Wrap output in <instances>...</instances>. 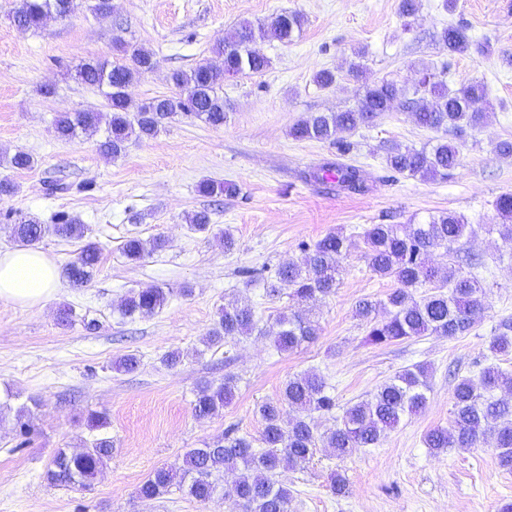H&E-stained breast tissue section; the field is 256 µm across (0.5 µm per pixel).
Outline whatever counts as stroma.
<instances>
[{"instance_id": "stroma-1", "label": "stroma", "mask_w": 512, "mask_h": 512, "mask_svg": "<svg viewBox=\"0 0 512 512\" xmlns=\"http://www.w3.org/2000/svg\"><path fill=\"white\" fill-rule=\"evenodd\" d=\"M15 2L0 0V154L22 150L35 165L0 166V178L18 186L16 194L0 196V250L15 246L9 213L47 222L64 211L88 226L101 262L87 288L60 283L46 304L0 301V395L11 392V409L30 406L32 428L30 444L19 452L13 418L0 420V512H240L221 496L201 504L176 489L153 500L137 491L155 467L180 466L188 450L226 431L259 439L257 409L277 399L290 377L315 372L327 380L336 408L314 418L324 431L347 407L421 363L430 368L426 410L403 418L376 447L346 457L320 447L304 467L283 472L293 512H500L512 503V472L499 467L492 447L436 454L424 443L429 429L450 425L449 372L473 376L493 362L512 370V355L495 358L488 350L499 325L512 324V249L494 228L493 207L498 196L512 193V157L495 149L512 140V0H453L449 9L443 0H417L410 25L400 0H113L105 18L79 0L68 18L28 31L11 19ZM287 11L302 14L300 33L288 43H258L270 60L264 73L225 79L224 126L178 114L157 137L114 159L99 152L105 129L71 141L56 136L60 113H109L102 91L74 78L85 59L117 60L121 41L143 45L157 65L132 85V99L170 96L173 70L202 60L221 64L214 48L241 21L267 22ZM451 25L466 27L469 52L451 56L439 44ZM357 61L364 66L359 79L348 73ZM425 65L443 73L453 90L485 84L490 101L482 125L462 138L461 164L445 181L397 173L386 163L391 147L418 149L436 137L404 105ZM321 69L335 71V86L315 83ZM381 79L403 87L405 99L374 124L345 134L346 151L290 136L292 125L310 114L354 107L364 86ZM47 85L54 95H43ZM327 162L361 169L367 192L309 180ZM55 179L67 189L47 195L46 184ZM205 179L234 182L240 192L213 202L198 191ZM201 210L209 212L214 234L187 229L186 215ZM444 212L471 226L460 255L483 262L477 274L485 310L467 334L365 344L355 305L385 298L393 283L374 275L354 247L341 259L335 294L305 307L318 327L314 341L290 352L258 336L206 346L224 304H248L262 327L292 306L288 295L267 296L266 283L282 263L300 258L301 243L355 226L422 223ZM224 231L235 240L228 251L215 238ZM130 235H162L168 246L133 264L121 250ZM150 287L171 292L155 316L131 322L113 313L128 291ZM64 305L73 310L69 326L57 322ZM91 320L98 330H86ZM177 349L184 361L166 368L162 357ZM127 354L138 358L137 369L116 371L114 362ZM228 376L237 387L234 401L212 418L196 419L198 389ZM91 411L108 419L101 432L86 426ZM99 435L111 438L113 453L91 486L48 483L47 465L58 449H82ZM338 473L348 482L341 495L331 488Z\"/></svg>"}]
</instances>
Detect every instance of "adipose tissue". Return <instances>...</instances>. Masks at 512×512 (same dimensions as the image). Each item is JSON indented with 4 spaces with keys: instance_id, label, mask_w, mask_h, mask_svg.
I'll list each match as a JSON object with an SVG mask.
<instances>
[{
    "instance_id": "adipose-tissue-1",
    "label": "adipose tissue",
    "mask_w": 512,
    "mask_h": 512,
    "mask_svg": "<svg viewBox=\"0 0 512 512\" xmlns=\"http://www.w3.org/2000/svg\"><path fill=\"white\" fill-rule=\"evenodd\" d=\"M54 261L35 247L0 251V300L22 306L44 304L58 290Z\"/></svg>"
}]
</instances>
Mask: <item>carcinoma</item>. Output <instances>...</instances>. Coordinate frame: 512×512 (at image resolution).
Returning <instances> with one entry per match:
<instances>
[{
  "label": "carcinoma",
  "mask_w": 512,
  "mask_h": 512,
  "mask_svg": "<svg viewBox=\"0 0 512 512\" xmlns=\"http://www.w3.org/2000/svg\"><path fill=\"white\" fill-rule=\"evenodd\" d=\"M77 8L76 0H19L12 11L15 25L22 31L36 29L44 18L54 14L61 18ZM303 25L296 12L282 13L267 23L244 22L224 36L217 52L224 57L223 69L209 63H197L188 69H177L170 81L178 93L153 97L134 103L129 88L143 74L156 66L148 49L122 44L125 63L92 58L76 68V76L84 83L103 90L111 110L107 135L100 144L103 155L117 158L135 141L157 136L162 121L178 112L200 119L213 127H221L227 119L224 97L219 94L224 78L238 74H260L270 60L254 48L257 41L288 42ZM440 41L448 54L466 53L472 43L462 26L444 29ZM415 92L422 93L411 109L415 122L439 133L435 143L421 149L394 147L387 154V165L394 171L418 176L424 180L446 179L460 164L457 140L467 129L483 123L487 111V93L480 83L451 90L448 84L424 66ZM401 90L389 81L367 85L358 104L341 112L314 113L295 123L290 136L297 140H330L341 146L343 134L360 125H369L390 111L400 98ZM101 113L77 110L64 112L55 121L59 138L71 140L94 133ZM0 163L15 170L33 166L31 155L17 151L0 158ZM333 173L341 188L357 194L368 191L362 172L352 166L328 163L310 174L316 182ZM198 192L205 196L234 197L237 184L204 180ZM503 242L512 246V193L500 195L494 202ZM191 231L207 233L211 218L207 211L186 216ZM467 228L464 220L451 213L430 216L421 224H370L362 231L345 236L330 232L313 244L302 245L303 255L279 266L275 282L267 294H281L284 289L299 302H318L336 293L340 282V257L353 246L362 245L364 258L373 274L388 278L395 288L383 300L359 301L356 314L366 321L364 341L372 346H386L425 335L454 337L467 332L475 317L485 309L479 281L451 265L457 253L456 244ZM14 240L33 246L52 234L67 241H84L88 228L76 217L65 213L54 216V223L43 224L35 216L17 214L11 225ZM162 236L143 239L133 235L122 246L124 256L137 263L163 250ZM442 249L450 265L440 268L429 264V257ZM101 250L97 243L85 241L63 274L74 288L89 284L98 268ZM426 284L433 291L423 295L417 289ZM170 291L146 288L125 295L113 310L123 319H146L156 315L168 302ZM253 334L270 339L275 348L288 352L317 336V326L299 310H284L272 326L263 329L247 305L227 304L219 309L206 343L213 347L228 339ZM493 356L512 352V327L505 324L489 346ZM428 368L423 364L408 367L383 383L370 398L348 407L336 426L319 432L311 416L331 414L336 409L325 379L313 372L288 380L280 397L258 407L263 423L257 449L253 442L231 431L201 448L189 450L178 470L155 468L139 486L144 499L159 498L176 487L195 501L206 504L219 490L233 498L242 512H291L292 493L280 479V470L307 464L313 451L322 444L343 457L358 448H372L402 417L422 412L427 405ZM235 396V383L228 378L221 383L202 385L192 411L198 419H208L224 409ZM452 422L448 428L435 427L424 437L426 447L439 453L448 448L493 447L498 465L512 472V371L497 364L484 367L476 377H463L452 390ZM112 457V440L94 439L90 446L75 453L60 448L46 471V479L55 485L89 486ZM233 479L224 483V475Z\"/></svg>",
  "instance_id": "carcinoma-1"
}]
</instances>
